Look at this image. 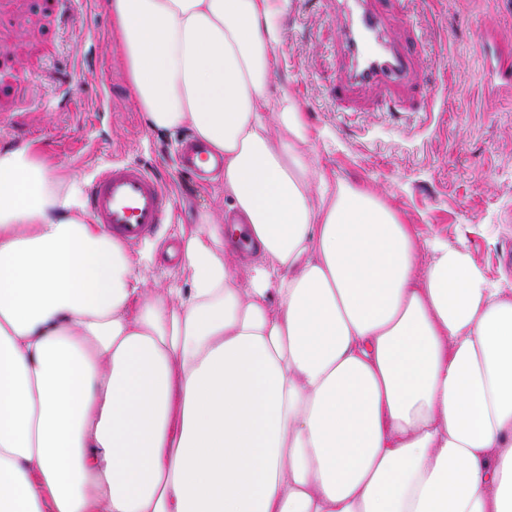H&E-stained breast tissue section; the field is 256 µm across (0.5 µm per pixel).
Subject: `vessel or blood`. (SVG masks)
Here are the masks:
<instances>
[{
	"instance_id": "1",
	"label": "vessel or blood",
	"mask_w": 512,
	"mask_h": 512,
	"mask_svg": "<svg viewBox=\"0 0 512 512\" xmlns=\"http://www.w3.org/2000/svg\"><path fill=\"white\" fill-rule=\"evenodd\" d=\"M383 0H342L336 16L341 28L339 54L344 62L330 95L352 106L360 91L376 90L383 101L397 99L402 88L420 78L417 58L401 40L390 38L389 27H408L404 13L382 9ZM224 161L209 155L206 145L188 143L179 172L193 179L223 170ZM87 208L94 223L131 246L149 239L160 225L171 223L173 195L169 183L136 162H115L104 168L87 191Z\"/></svg>"
}]
</instances>
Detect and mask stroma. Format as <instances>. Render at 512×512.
Listing matches in <instances>:
<instances>
[{
	"mask_svg": "<svg viewBox=\"0 0 512 512\" xmlns=\"http://www.w3.org/2000/svg\"><path fill=\"white\" fill-rule=\"evenodd\" d=\"M418 42L421 95L357 109L329 95L336 80V0H290L270 86L288 85L315 132L321 166L381 192L419 238L461 243L493 279L512 281V99L485 96L478 49L512 45V0H406ZM111 80L100 88L101 76ZM189 129L157 132L133 105L107 9L76 0H0V149L44 148L60 171L84 182L112 160L152 167L173 181L176 226L226 209L223 181L198 184L177 170ZM169 231L137 246L151 285L188 288L181 263L160 258Z\"/></svg>",
	"mask_w": 512,
	"mask_h": 512,
	"instance_id": "1",
	"label": "stroma"
}]
</instances>
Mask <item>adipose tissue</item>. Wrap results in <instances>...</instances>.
Segmentation results:
<instances>
[{
  "mask_svg": "<svg viewBox=\"0 0 512 512\" xmlns=\"http://www.w3.org/2000/svg\"><path fill=\"white\" fill-rule=\"evenodd\" d=\"M287 2L107 0L151 129L224 157L188 289L0 149V512H512V288L313 157Z\"/></svg>",
  "mask_w": 512,
  "mask_h": 512,
  "instance_id": "obj_1",
  "label": "adipose tissue"
}]
</instances>
